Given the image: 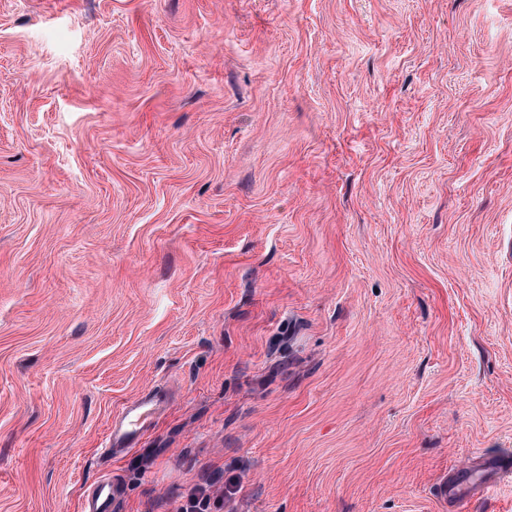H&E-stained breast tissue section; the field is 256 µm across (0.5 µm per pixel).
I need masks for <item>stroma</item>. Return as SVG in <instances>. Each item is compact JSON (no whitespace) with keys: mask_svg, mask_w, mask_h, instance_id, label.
Returning a JSON list of instances; mask_svg holds the SVG:
<instances>
[{"mask_svg":"<svg viewBox=\"0 0 512 512\" xmlns=\"http://www.w3.org/2000/svg\"><path fill=\"white\" fill-rule=\"evenodd\" d=\"M506 454L512 0H0V512H512ZM162 404L163 399L153 390L144 391L127 402L108 427L101 445L102 454L112 457L136 448L155 427ZM119 496L118 484L111 477H101L83 492L81 512H112Z\"/></svg>","mask_w":512,"mask_h":512,"instance_id":"35a3bbf8","label":"stroma"}]
</instances>
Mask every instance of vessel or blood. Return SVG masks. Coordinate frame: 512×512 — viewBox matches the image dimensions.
I'll list each match as a JSON object with an SVG mask.
<instances>
[{
  "mask_svg": "<svg viewBox=\"0 0 512 512\" xmlns=\"http://www.w3.org/2000/svg\"><path fill=\"white\" fill-rule=\"evenodd\" d=\"M162 404V398L152 390L142 392L127 402L108 427L102 442V454L112 457L135 448L155 427ZM119 496L118 484L112 478L101 477L84 491L81 512H112Z\"/></svg>",
  "mask_w": 512,
  "mask_h": 512,
  "instance_id": "1",
  "label": "vessel or blood"
}]
</instances>
